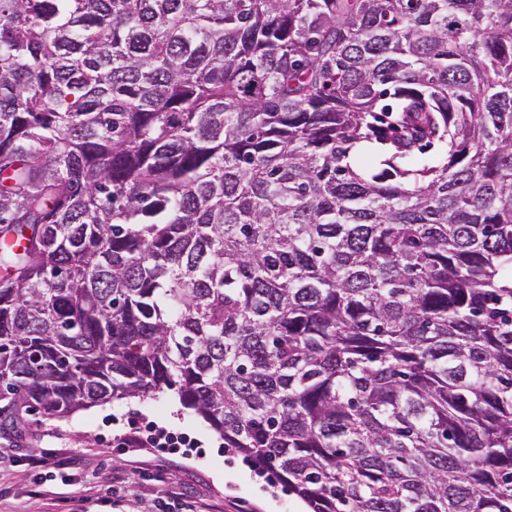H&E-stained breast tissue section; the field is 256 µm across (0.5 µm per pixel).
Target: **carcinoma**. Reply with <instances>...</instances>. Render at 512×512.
<instances>
[{"label": "carcinoma", "mask_w": 512, "mask_h": 512, "mask_svg": "<svg viewBox=\"0 0 512 512\" xmlns=\"http://www.w3.org/2000/svg\"><path fill=\"white\" fill-rule=\"evenodd\" d=\"M165 390L311 512H512V0H0V401Z\"/></svg>", "instance_id": "1"}]
</instances>
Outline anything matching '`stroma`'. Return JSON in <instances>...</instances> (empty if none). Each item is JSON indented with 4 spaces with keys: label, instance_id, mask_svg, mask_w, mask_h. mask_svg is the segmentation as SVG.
Listing matches in <instances>:
<instances>
[{
    "label": "stroma",
    "instance_id": "stroma-1",
    "mask_svg": "<svg viewBox=\"0 0 512 512\" xmlns=\"http://www.w3.org/2000/svg\"><path fill=\"white\" fill-rule=\"evenodd\" d=\"M152 423L195 439L192 448L165 453L125 448L132 424ZM0 512H176L169 495L177 488L210 512H306L286 484L258 472L242 456L225 451L223 439L174 391L116 400L47 419L38 412L0 416ZM43 455L35 468L30 454ZM69 469H55L59 457ZM76 489V499L63 498Z\"/></svg>",
    "mask_w": 512,
    "mask_h": 512
}]
</instances>
